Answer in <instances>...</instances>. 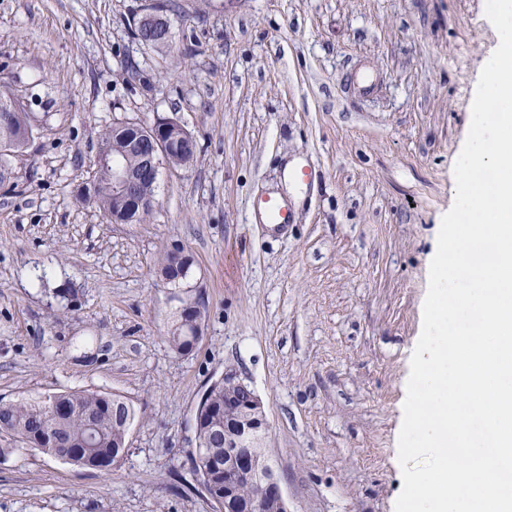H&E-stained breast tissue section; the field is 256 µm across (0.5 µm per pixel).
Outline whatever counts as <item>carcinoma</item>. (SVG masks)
I'll list each match as a JSON object with an SVG mask.
<instances>
[{
	"instance_id": "carcinoma-1",
	"label": "carcinoma",
	"mask_w": 512,
	"mask_h": 512,
	"mask_svg": "<svg viewBox=\"0 0 512 512\" xmlns=\"http://www.w3.org/2000/svg\"><path fill=\"white\" fill-rule=\"evenodd\" d=\"M36 127L23 105L11 96L0 94V145L12 153L23 151L33 139ZM92 184L99 187L98 194L80 196L103 213L112 214V198L107 194L112 184V165L97 167ZM196 332V322L189 315H177L171 321L168 343L177 352L188 344L184 333ZM67 408L64 415L49 413L51 404ZM136 418L132 404L116 394L95 389L63 392L15 402L0 401V432L10 434L18 442L39 450H46L40 436L48 430L66 448H81L93 458H112L118 451L124 430ZM202 447L198 455L224 459V417L217 414L208 417L199 427ZM203 484L211 498H222L224 473L221 470L201 472Z\"/></svg>"
}]
</instances>
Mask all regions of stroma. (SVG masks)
I'll return each instance as SVG.
<instances>
[{"label": "stroma", "instance_id": "1", "mask_svg": "<svg viewBox=\"0 0 512 512\" xmlns=\"http://www.w3.org/2000/svg\"><path fill=\"white\" fill-rule=\"evenodd\" d=\"M163 2L172 43L149 49L142 0H0V93L39 127L0 183V400L96 389L137 411L109 472L0 433V512H214L193 418L228 367L265 403L290 512H395L430 262L499 41L485 0ZM162 116L194 160L162 166L145 223L107 222L77 198L99 133ZM175 247L179 289L157 274ZM197 288L203 339L180 356L168 326ZM253 208L265 212L273 224H286L289 221L288 207L275 197H264L253 203ZM167 253L171 254L170 264H169V256ZM167 253H164L158 261L157 267L160 270H163L164 272H168L171 268L170 265L176 269H181V270H186L189 267V265L191 263V259H190L191 256L189 254H187L183 249L175 248V249L168 251ZM191 267L188 268L186 271H184L180 277H177V275H174V278H176V280L169 284H171L175 287H180V284H182V282L187 279L189 272L191 270Z\"/></svg>", "mask_w": 512, "mask_h": 512}]
</instances>
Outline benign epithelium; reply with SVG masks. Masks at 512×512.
<instances>
[{
    "label": "benign epithelium",
    "mask_w": 512,
    "mask_h": 512,
    "mask_svg": "<svg viewBox=\"0 0 512 512\" xmlns=\"http://www.w3.org/2000/svg\"><path fill=\"white\" fill-rule=\"evenodd\" d=\"M131 27L147 36L172 38L170 20L163 15L157 0H150L132 17ZM122 131L120 146L112 152V214L114 224H133L136 214L146 206L154 207L155 198L143 196L145 186L156 187L166 156L177 152L194 158L197 144L186 127L174 117H158L151 125L133 120L112 123ZM226 387L237 388V400L224 403V499L216 505L218 512H261L263 503L275 502L280 512H288V500L279 479L265 471V463L251 445L267 431L265 406L261 397L244 383L236 371L227 369L220 379ZM246 481L255 487L247 501L236 497V485Z\"/></svg>",
    "instance_id": "benign-epithelium-1"
}]
</instances>
